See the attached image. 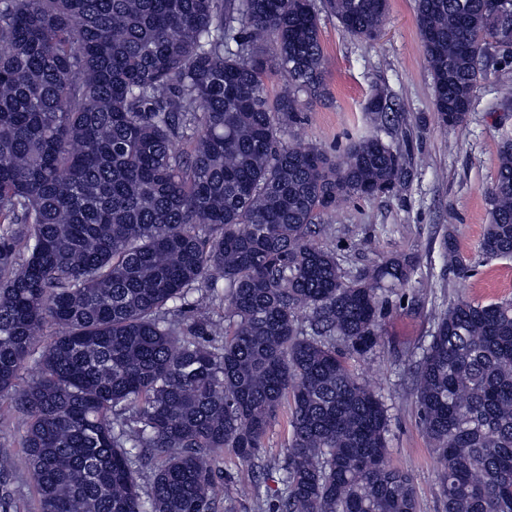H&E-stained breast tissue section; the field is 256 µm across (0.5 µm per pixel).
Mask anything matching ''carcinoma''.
Masks as SVG:
<instances>
[{
	"label": "carcinoma",
	"instance_id": "carcinoma-1",
	"mask_svg": "<svg viewBox=\"0 0 512 512\" xmlns=\"http://www.w3.org/2000/svg\"><path fill=\"white\" fill-rule=\"evenodd\" d=\"M326 8L373 41L388 0ZM415 9L452 129L481 59H512V0ZM325 73L314 0H0V401L26 416L39 512H216L220 459L258 463L285 401L277 512H418L389 409L346 362L380 348L414 266L348 279L315 240L408 171L376 133L284 140ZM488 201L480 251L510 258L508 139ZM413 385L443 512H512V300L448 303Z\"/></svg>",
	"mask_w": 512,
	"mask_h": 512
}]
</instances>
